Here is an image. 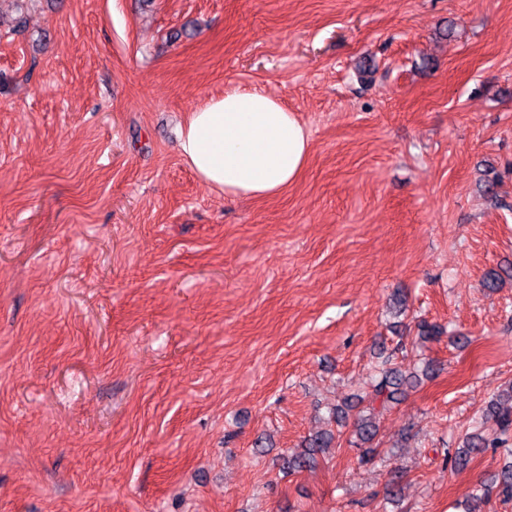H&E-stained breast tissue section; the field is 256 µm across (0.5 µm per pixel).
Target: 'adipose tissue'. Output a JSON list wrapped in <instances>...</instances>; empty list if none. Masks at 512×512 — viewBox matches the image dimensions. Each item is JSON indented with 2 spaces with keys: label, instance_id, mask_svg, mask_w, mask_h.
<instances>
[{
  "label": "adipose tissue",
  "instance_id": "adipose-tissue-1",
  "mask_svg": "<svg viewBox=\"0 0 512 512\" xmlns=\"http://www.w3.org/2000/svg\"><path fill=\"white\" fill-rule=\"evenodd\" d=\"M180 146L203 183L244 200L273 197L295 183L311 148L307 130L279 99L238 87L190 113Z\"/></svg>",
  "mask_w": 512,
  "mask_h": 512
}]
</instances>
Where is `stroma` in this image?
Segmentation results:
<instances>
[{
    "mask_svg": "<svg viewBox=\"0 0 512 512\" xmlns=\"http://www.w3.org/2000/svg\"><path fill=\"white\" fill-rule=\"evenodd\" d=\"M23 17L0 0V512H464L506 461L443 465L495 435L512 380V278L483 286L512 268V0ZM231 86L310 133L278 196L224 197L181 156ZM399 342L434 373L381 417L374 461L347 423L283 472ZM493 399L488 408L486 415L496 418L500 427V436H508L512 432V383L508 387L501 390Z\"/></svg>",
    "mask_w": 512,
    "mask_h": 512,
    "instance_id": "35a3bbf8",
    "label": "stroma"
}]
</instances>
